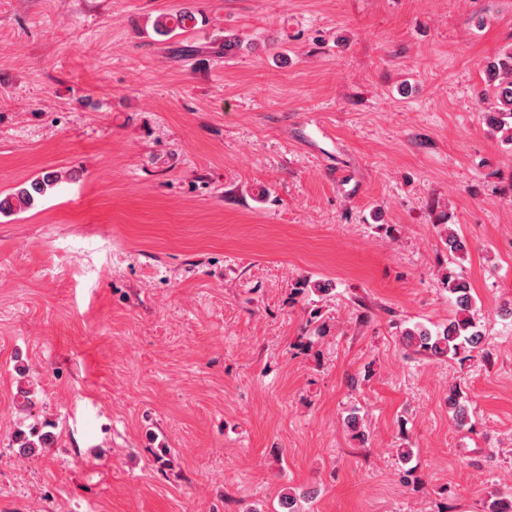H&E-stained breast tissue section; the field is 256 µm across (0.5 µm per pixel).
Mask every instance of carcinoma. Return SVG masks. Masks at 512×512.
Returning a JSON list of instances; mask_svg holds the SVG:
<instances>
[{"instance_id": "1", "label": "carcinoma", "mask_w": 512, "mask_h": 512, "mask_svg": "<svg viewBox=\"0 0 512 512\" xmlns=\"http://www.w3.org/2000/svg\"><path fill=\"white\" fill-rule=\"evenodd\" d=\"M198 23L197 16L184 10L163 13L155 22V30L162 36H174L176 31H185ZM489 79L495 83L496 110L483 113L486 123L506 144H512V46L505 48L486 65ZM58 181V176L47 172L18 188L14 193L0 199V212H8L18 206L30 207L35 200L44 196L47 190ZM441 242L451 254L462 255L466 251L465 241L455 231L444 226L440 232ZM443 287L453 305L452 316L443 329L431 330L423 325H415L404 331L402 341L406 347L433 357L456 358L480 347L483 332L480 319L471 294L469 283L456 270L448 268L441 274ZM461 392L455 385L448 387V408L459 426L466 425L467 409L460 402ZM15 441L23 454L31 448H45L54 441L49 431H20Z\"/></svg>"}]
</instances>
